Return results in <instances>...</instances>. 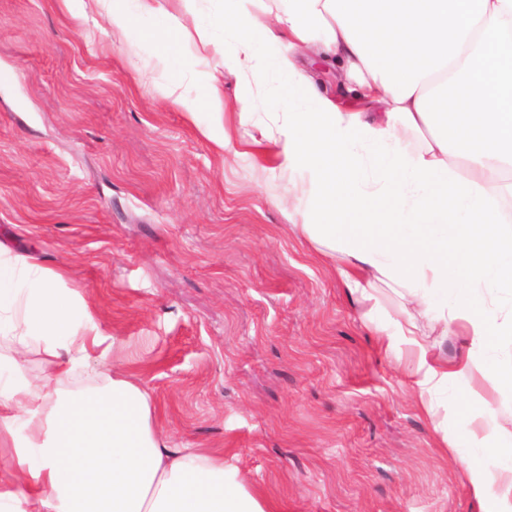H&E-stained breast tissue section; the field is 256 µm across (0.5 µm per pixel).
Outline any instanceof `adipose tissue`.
Instances as JSON below:
<instances>
[{"label":"adipose tissue","mask_w":512,"mask_h":512,"mask_svg":"<svg viewBox=\"0 0 512 512\" xmlns=\"http://www.w3.org/2000/svg\"><path fill=\"white\" fill-rule=\"evenodd\" d=\"M103 34L129 36L134 16L164 17L143 30L159 61L188 34L158 0H94ZM255 0H224L238 37L224 68L270 106L262 138L279 168L305 172L310 205L298 228L346 255L339 275L350 293L376 299L381 286L407 294L393 318L417 357L424 411L433 390L475 366L436 363L416 314L432 312L471 338L472 350L512 342V0H275L274 24ZM289 37L333 62L341 85L356 84L367 107L341 108L293 58L258 61ZM166 95L223 151L229 142L224 100L212 73L185 60ZM0 447L14 479L0 480V512H265L231 487L224 457L205 448L169 447L154 422L143 383L112 365L103 332L80 297L26 254L0 250ZM43 353L45 372L28 378L21 357ZM79 371L97 387L66 391Z\"/></svg>","instance_id":"adipose-tissue-1"}]
</instances>
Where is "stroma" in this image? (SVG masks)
Masks as SVG:
<instances>
[{
    "label": "stroma",
    "instance_id": "35a3bbf8",
    "mask_svg": "<svg viewBox=\"0 0 512 512\" xmlns=\"http://www.w3.org/2000/svg\"><path fill=\"white\" fill-rule=\"evenodd\" d=\"M78 7L0 0V246L62 274L170 445L223 452L267 512H495L463 465L512 466L472 436L479 401L506 415L512 391L489 376L423 411L387 318L399 297L350 294L292 227L287 172L233 144L216 154L166 98L196 43L162 65L140 33L111 41ZM174 13L223 43L221 0ZM419 324L440 361L466 356L462 332Z\"/></svg>",
    "mask_w": 512,
    "mask_h": 512
}]
</instances>
